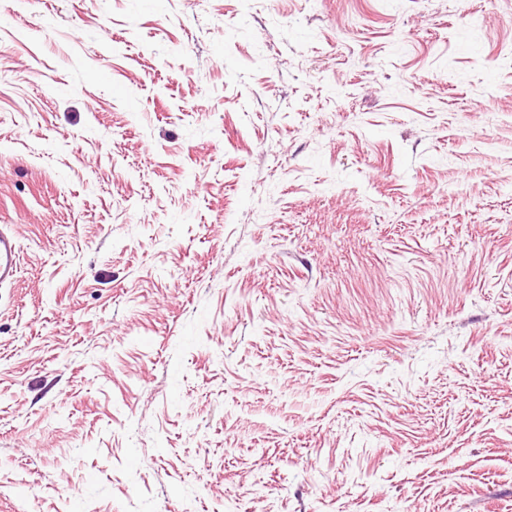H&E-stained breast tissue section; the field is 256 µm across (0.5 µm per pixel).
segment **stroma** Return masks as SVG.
I'll return each instance as SVG.
<instances>
[{
    "instance_id": "1",
    "label": "stroma",
    "mask_w": 512,
    "mask_h": 512,
    "mask_svg": "<svg viewBox=\"0 0 512 512\" xmlns=\"http://www.w3.org/2000/svg\"><path fill=\"white\" fill-rule=\"evenodd\" d=\"M0 512H512V0H0ZM17 272L16 239L4 224L0 226V288L10 284L16 277Z\"/></svg>"
}]
</instances>
